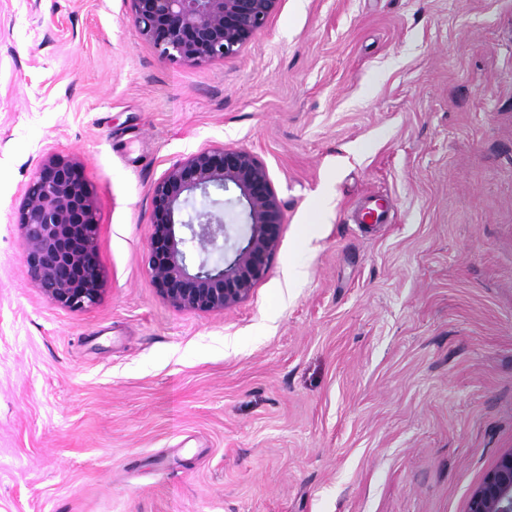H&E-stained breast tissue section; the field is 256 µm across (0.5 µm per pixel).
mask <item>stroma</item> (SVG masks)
<instances>
[{"label":"stroma","instance_id":"stroma-1","mask_svg":"<svg viewBox=\"0 0 512 512\" xmlns=\"http://www.w3.org/2000/svg\"><path fill=\"white\" fill-rule=\"evenodd\" d=\"M222 144L267 166L280 245L249 299L181 311L151 189ZM51 154L94 192L84 311L24 261ZM511 450L512 0H281L201 66L128 0H0V512H467ZM390 202L378 197L370 196L358 211L361 224H384L387 220Z\"/></svg>","mask_w":512,"mask_h":512}]
</instances>
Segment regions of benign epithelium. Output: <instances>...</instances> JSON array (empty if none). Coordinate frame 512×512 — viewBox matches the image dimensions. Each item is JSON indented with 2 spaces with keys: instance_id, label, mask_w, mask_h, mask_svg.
I'll return each instance as SVG.
<instances>
[{
  "instance_id": "7a95c632",
  "label": "benign epithelium",
  "mask_w": 512,
  "mask_h": 512,
  "mask_svg": "<svg viewBox=\"0 0 512 512\" xmlns=\"http://www.w3.org/2000/svg\"><path fill=\"white\" fill-rule=\"evenodd\" d=\"M131 20L160 56L202 65L235 55L280 0H129ZM232 197L220 201L219 193ZM145 264L159 295L178 310L222 312L247 300L278 250L281 204L265 163L216 146L172 164L152 189ZM19 224L38 293L71 311L101 299L93 192L79 162L48 156L26 184ZM467 512H512V451L472 492Z\"/></svg>"
}]
</instances>
